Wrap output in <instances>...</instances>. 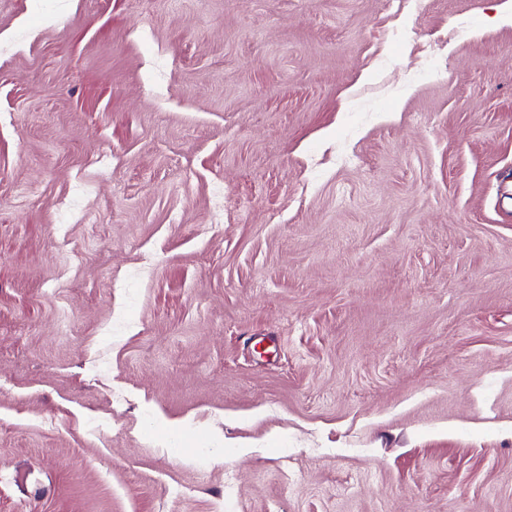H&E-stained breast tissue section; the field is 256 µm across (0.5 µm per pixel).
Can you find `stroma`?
<instances>
[{"instance_id":"stroma-1","label":"stroma","mask_w":512,"mask_h":512,"mask_svg":"<svg viewBox=\"0 0 512 512\" xmlns=\"http://www.w3.org/2000/svg\"><path fill=\"white\" fill-rule=\"evenodd\" d=\"M502 0H0V512H512Z\"/></svg>"}]
</instances>
